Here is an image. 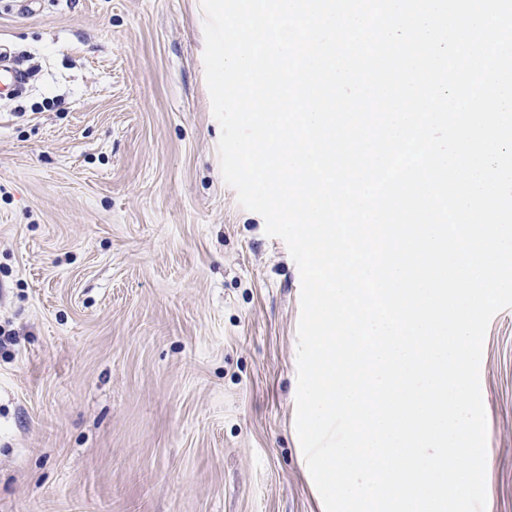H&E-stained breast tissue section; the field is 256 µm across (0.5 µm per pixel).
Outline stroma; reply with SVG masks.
I'll list each match as a JSON object with an SVG mask.
<instances>
[{"mask_svg": "<svg viewBox=\"0 0 512 512\" xmlns=\"http://www.w3.org/2000/svg\"><path fill=\"white\" fill-rule=\"evenodd\" d=\"M0 0V512H322L299 270L221 172L200 0ZM486 512H512V308Z\"/></svg>", "mask_w": 512, "mask_h": 512, "instance_id": "35a3bbf8", "label": "stroma"}]
</instances>
